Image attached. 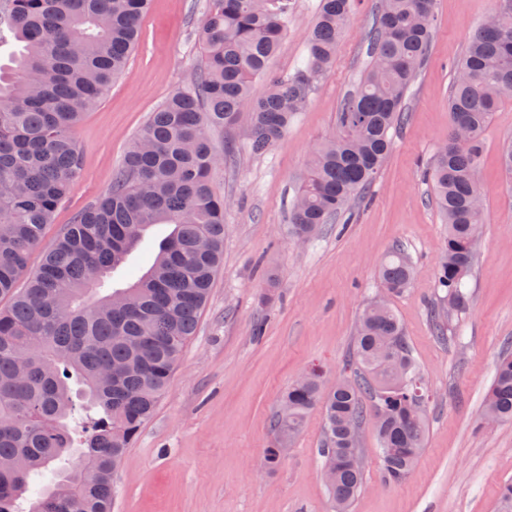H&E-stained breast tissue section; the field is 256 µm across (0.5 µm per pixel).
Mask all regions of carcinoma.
Listing matches in <instances>:
<instances>
[{
  "mask_svg": "<svg viewBox=\"0 0 512 512\" xmlns=\"http://www.w3.org/2000/svg\"><path fill=\"white\" fill-rule=\"evenodd\" d=\"M289 2L213 0L193 82L151 113L108 192L73 216L29 273L30 252L81 171L74 128L123 72L150 0H5L0 49L11 66L0 67V297L11 305L0 310V512H111L113 476L165 393L223 260L224 198L212 182L229 152L218 155L210 132L243 125L253 151L275 146L329 73L353 20L354 0H320L307 67L271 77ZM434 4L376 0L369 70L337 112L336 136L311 155L288 210L292 235L309 237L374 182L427 59ZM266 75L267 92L251 95L253 79ZM511 95L512 0H505L456 67L448 139L425 171L448 224L439 284L450 316L469 308L466 279L485 223L476 179L482 136ZM156 224L173 231L148 272L100 295ZM413 273L396 249L381 265V282L399 295ZM322 380L308 373L288 388L264 462L278 467L284 441L321 407L325 485L336 512H349L363 485V425L377 436L382 485L399 484L423 449L432 395L387 302L363 309L350 374L328 389ZM483 420L512 421V354L496 362Z\"/></svg>",
  "mask_w": 512,
  "mask_h": 512,
  "instance_id": "cac0c4a2",
  "label": "carcinoma"
}]
</instances>
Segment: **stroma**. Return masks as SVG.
Returning a JSON list of instances; mask_svg holds the SVG:
<instances>
[{"mask_svg":"<svg viewBox=\"0 0 512 512\" xmlns=\"http://www.w3.org/2000/svg\"><path fill=\"white\" fill-rule=\"evenodd\" d=\"M210 0H151L139 44L123 74L74 136L82 168L69 197L29 257L36 269L74 214L103 196L131 142L201 60V19ZM375 0H354V17L330 72L318 79L285 137L253 154L245 130L213 131L230 146L213 188L224 198V262L194 336L152 418L113 478L112 512H333L319 454L323 420L312 411L280 466H263L276 434L274 417L288 387L311 369L343 375L361 309L381 291L379 270L396 247L415 275L393 297L412 355L434 396L425 446L401 484L379 482L376 439L364 426L363 488L351 512H498V493L512 481V422L481 420L500 355L512 353V185L499 149L512 140V98L492 112L483 135L478 182L486 224L468 279L472 304L438 340L431 312L445 226L424 172L448 138L455 66L472 33L502 0H436L432 48L404 99L405 119L369 193L346 221L322 225L316 237L288 233V207L314 149L336 134V114L367 65L366 35ZM319 0H291L288 24L270 73L307 63V32ZM169 226L147 231L106 279L124 288L152 265Z\"/></svg>","mask_w":512,"mask_h":512,"instance_id":"stroma-1","label":"stroma"}]
</instances>
